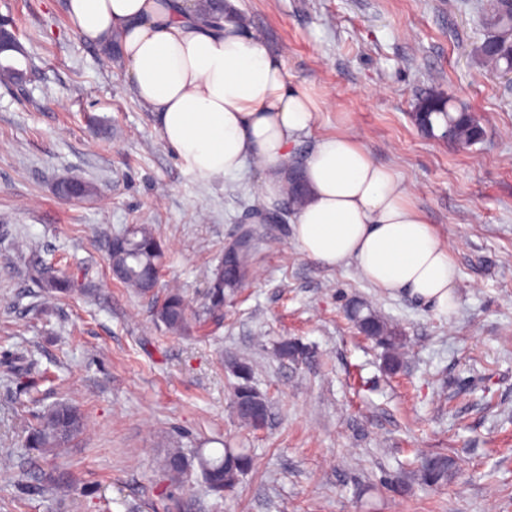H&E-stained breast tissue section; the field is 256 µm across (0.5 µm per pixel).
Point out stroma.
<instances>
[{
  "mask_svg": "<svg viewBox=\"0 0 512 512\" xmlns=\"http://www.w3.org/2000/svg\"><path fill=\"white\" fill-rule=\"evenodd\" d=\"M230 2L292 86L329 100L292 160L316 136L357 137L449 243L457 307L440 315L354 264L310 259L286 203L278 222L252 224L254 163L197 177L122 64L77 37L65 0H0L21 47L0 66L24 72L0 84V512H171L161 459L175 443L249 448L255 460L224 497L192 473L186 512H512V78L477 56L486 0ZM432 90L480 117L481 143L458 151L417 130L411 114ZM65 179L97 192L62 198ZM138 224L167 248L157 294L178 289L201 316L190 334L167 332L152 299L110 272L106 241ZM246 224L259 237L251 275L208 308V283ZM49 263L92 293H45L34 268ZM358 302L401 329L398 370L350 321ZM285 339L308 360L279 359ZM233 358L250 361L269 401L261 429L230 413ZM62 401L84 411L83 434L56 455L24 448L37 415ZM435 453L454 462L441 488L422 484L415 462Z\"/></svg>",
  "mask_w": 512,
  "mask_h": 512,
  "instance_id": "35a3bbf8",
  "label": "stroma"
}]
</instances>
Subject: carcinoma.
<instances>
[{"mask_svg": "<svg viewBox=\"0 0 512 512\" xmlns=\"http://www.w3.org/2000/svg\"><path fill=\"white\" fill-rule=\"evenodd\" d=\"M197 12L208 24H218L231 18L244 21L233 9H224V0H197ZM483 24L485 41L497 46L494 51L478 47L482 64L495 70L512 69V4L509 0H489L484 8ZM416 128L431 137L443 138L446 129H451L450 145L458 150H468L483 141L485 130L480 120L465 106L458 105L443 92H430L421 97L412 113ZM284 194L289 207L299 208L306 197L304 183L289 179ZM255 236L249 235L248 244L236 251L234 256L224 257L215 270L208 291L212 308L224 306V299L242 287L249 267V258L254 249ZM108 263L113 276L126 288L141 295L153 291L159 270L163 264L165 250L161 240L147 225L134 227L107 241ZM37 275L42 287L49 293L69 294L84 284L73 275L58 274L50 267H40ZM155 319L172 334L184 335L191 329L189 307L183 296L169 291L154 309ZM350 317L367 332V337L386 350L387 366L395 370L400 365L402 334L397 327L386 322L367 305L353 307ZM277 355L290 361L306 357L305 346L285 340L276 347ZM231 372L237 379L232 387L231 410L243 425L260 429L267 422L269 405L266 397L251 384L252 367L243 359L231 363ZM85 415L67 402L59 403L39 416L26 437V447L40 455H50L69 447L85 430ZM254 457L248 448H223L208 455L197 451L190 455L179 446L170 448L162 460L170 484L181 489L189 474L197 469L206 484L216 493L232 491L240 477L253 467ZM453 463L445 456H428L420 461L419 472L423 483L429 487L448 482Z\"/></svg>", "mask_w": 512, "mask_h": 512, "instance_id": "cac0c4a2", "label": "carcinoma"}]
</instances>
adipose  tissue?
Here are the masks:
<instances>
[{
	"label": "adipose tissue",
	"instance_id": "adipose-tissue-1",
	"mask_svg": "<svg viewBox=\"0 0 512 512\" xmlns=\"http://www.w3.org/2000/svg\"><path fill=\"white\" fill-rule=\"evenodd\" d=\"M80 36L119 54L130 92L157 118L162 140L203 179L261 170L269 206L284 197L291 148L310 133L318 98L288 85L281 56L230 21L201 24L195 0H66ZM308 189L293 226L302 253L327 267L354 263L390 291L409 289L440 314L456 303L457 267L408 189L347 135L315 137L302 165ZM267 210L255 222L271 221Z\"/></svg>",
	"mask_w": 512,
	"mask_h": 512
}]
</instances>
